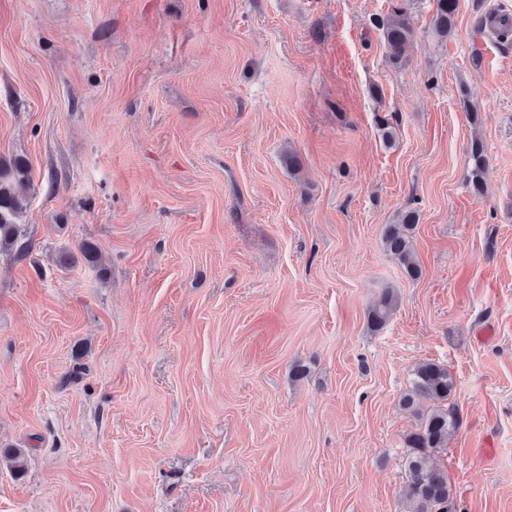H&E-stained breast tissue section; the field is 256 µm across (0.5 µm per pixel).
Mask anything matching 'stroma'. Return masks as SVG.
Returning <instances> with one entry per match:
<instances>
[{"mask_svg": "<svg viewBox=\"0 0 512 512\" xmlns=\"http://www.w3.org/2000/svg\"><path fill=\"white\" fill-rule=\"evenodd\" d=\"M435 5L0 0V159L29 173L0 512H411L425 361L456 384L449 512H512V0H458L442 43ZM406 209L416 280L383 241ZM382 36L387 48L389 61L401 66L407 61L406 47L411 39V27L402 10L393 8L386 19L382 20ZM471 161V189L474 194L479 195L482 192L484 174L487 167V158L484 152V146L480 139H473L470 145ZM394 307V295L390 292L383 294L368 314V321L370 322L372 328L379 330L384 327L389 321Z\"/></svg>", "mask_w": 512, "mask_h": 512, "instance_id": "stroma-1", "label": "stroma"}]
</instances>
